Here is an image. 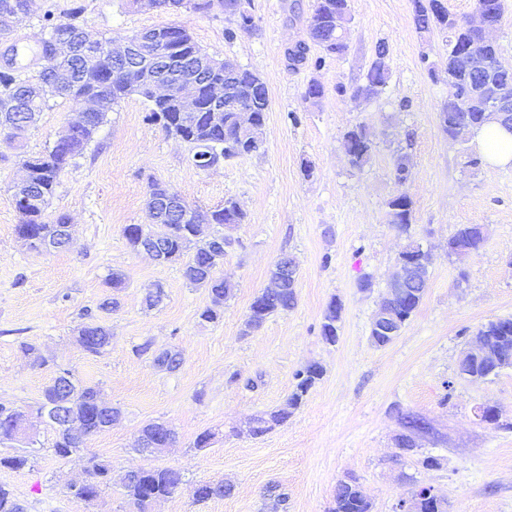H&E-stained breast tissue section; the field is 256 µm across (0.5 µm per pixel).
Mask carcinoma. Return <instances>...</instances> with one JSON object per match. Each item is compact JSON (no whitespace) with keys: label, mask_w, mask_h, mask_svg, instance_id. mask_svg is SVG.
Wrapping results in <instances>:
<instances>
[{"label":"carcinoma","mask_w":512,"mask_h":512,"mask_svg":"<svg viewBox=\"0 0 512 512\" xmlns=\"http://www.w3.org/2000/svg\"><path fill=\"white\" fill-rule=\"evenodd\" d=\"M236 4V12L231 17L236 19L241 28L248 26L252 16L248 10L250 0H231ZM350 11L349 0H314L312 12L308 18L310 29L309 39L328 54L342 55L347 50L343 38L336 33V15ZM78 9H72L69 19L57 21L52 17L45 19L47 36L42 39L43 47L60 31L70 33L74 49L61 54L55 61L54 69L36 80L20 78L15 69L0 70V131L7 130L16 121L23 122L21 134H26L34 126L37 116L49 106L51 100L64 98L75 101L82 97L96 96L101 105L92 113L88 125L75 133L68 142L54 144L42 154L26 156L22 165L29 170L30 191L33 193V207L29 217L16 226L19 238H26L34 243H45L59 235L69 224L64 214L57 215L53 220L46 219L45 212L60 184V177L76 158L82 156L93 141L95 134L105 122L108 113L126 98L139 94L132 85L114 84L109 81L112 64L96 62L85 55L80 49L86 35L76 22ZM450 13L441 8V13H426L421 0H416L414 22L421 33L428 32L436 26L448 33V68L456 73L457 81L448 88V95L467 94L478 96L476 89L485 86L494 77H512V65L501 64L500 69L492 76H472L467 73L463 61V53L468 44L479 40V37L463 32L448 22ZM180 42L184 45L183 55L189 65L205 69L213 56L204 51L193 39L188 30L178 26ZM389 48L381 41L375 47V60L364 76L363 84L351 89V96L361 95L365 98L379 95L386 87L390 71L381 67L377 59L386 56ZM162 61L154 53V44L146 43L141 52L122 63L120 68L155 70ZM236 79L239 85L236 94L237 106L254 110L259 118H265L269 109L267 88L262 78L252 70L237 67ZM204 109L198 113L194 126H184L176 121V109L173 105L161 101H148L150 117L162 124L166 132L189 144L192 154L202 158L197 168L202 169L211 159L224 162L243 157L238 148L235 136L233 111L214 108L203 101ZM441 127L448 135H462L482 126L490 120L485 115L479 100H474L467 112H456L446 107L440 108ZM345 148L350 155L353 166L362 168L371 160L372 144L367 133L361 127H355L345 134ZM394 177L397 184H403L409 176V158L402 151L393 159ZM390 223L399 230L405 231L412 223V201L404 193L393 196L388 202ZM192 206L181 196L168 201L167 212L161 216L151 214L159 223L171 226L166 240L163 262L184 260L183 275L192 285L208 290L210 304L199 314L201 320L214 322L221 317L224 302L231 292L230 286L223 278L214 275L216 267L224 261V254L212 252V238L224 237L221 229L228 224H242L245 213L238 210L236 201L224 199V205L211 210L210 219L204 224L194 223V216H186V210ZM297 283L285 281V285L275 295L268 297L260 304L252 305L255 313L245 322L246 331L259 329L272 315L285 313L297 304ZM337 305L330 302L323 317L321 335L329 342H336L338 326L336 325ZM489 349L485 358H471L459 363L460 375L479 374L491 377L492 360L501 356L512 358V318L504 317L490 320L483 324L476 333ZM79 344L90 354H98L112 343V333L104 326L87 323L79 330ZM137 352L152 356L155 367L174 371L179 368L180 359L174 350L154 351L151 341L141 344ZM323 369L318 364H309L296 371L295 385L285 405L273 412L269 418L259 417L253 420L252 432L260 437L271 429L273 424L288 421L292 411L303 402L309 390L322 377ZM64 404L72 417L82 423V430L73 434L62 425L54 428L55 439L52 443L54 454L61 458L81 455L85 440L111 426V418L118 416V409L106 404L100 397L96 386L88 385L76 378L67 368L57 367L52 382L45 387L42 398L36 403L39 410L50 412L56 406ZM16 408L0 404V446L11 448V451L0 452V467L20 470L33 460L32 451L36 441L29 442L26 448H12L5 439L7 428L15 420ZM139 441L157 449L167 448L174 442V433L164 422H151L145 425ZM87 470L93 481L77 489L67 486L69 493L83 501L93 502L99 498L104 487L109 485L105 475L111 471L110 465L104 461L89 460ZM183 484L182 472L173 467L138 468L123 484V495L133 505L144 507L149 497L167 498L174 495ZM232 492V485L218 482H203L196 486L194 496L199 501L222 498ZM372 503L361 487L351 480L342 482L336 487L334 507L330 512H371ZM0 512H24L23 504L13 492L0 485Z\"/></svg>","instance_id":"cac0c4a2"}]
</instances>
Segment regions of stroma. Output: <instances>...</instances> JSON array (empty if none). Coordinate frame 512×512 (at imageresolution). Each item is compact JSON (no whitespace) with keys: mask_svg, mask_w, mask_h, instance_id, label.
Segmentation results:
<instances>
[{"mask_svg":"<svg viewBox=\"0 0 512 512\" xmlns=\"http://www.w3.org/2000/svg\"><path fill=\"white\" fill-rule=\"evenodd\" d=\"M252 27L224 31L233 22L219 0L209 10L171 14L137 10L122 0H31L13 21L22 78L38 72L33 59L45 36L42 20L65 19L81 10L87 32L115 40L177 23L211 56L258 72L270 110L263 128L266 150L200 170L187 143L168 135L149 117L139 96L107 116L75 168L60 178L46 215L67 214L72 244L45 253L30 249L17 233L20 214L13 186L23 155L51 148L72 121L74 104L51 101L23 146L0 138V402L30 407L65 367L121 411L112 426L91 437L83 458L57 457L49 424L32 419L40 442L30 467L0 468L26 512H137L123 496L125 473L136 467H174L184 483L151 512H329L337 485L356 478L373 512H397L400 500L426 486L446 500L448 512H512V368L485 381L458 374L462 350L478 328L512 316V168L468 166L476 141L455 143L441 130L439 109L448 100L447 35L419 33L413 0H350L348 48L343 55L310 46L308 60L290 68L286 52L307 40L313 0H251ZM389 47L390 78L383 93L356 100L337 85L362 82L379 41ZM321 84L320 102L305 98ZM364 127L372 158L354 167L345 133ZM408 153L411 175L396 184L392 158ZM312 176H305L304 165ZM178 192L190 205L209 210L226 198L239 202L245 223L225 228L224 261L217 269L233 286L219 321L200 320L207 290L190 285L181 262L161 264L131 249L123 228L149 224V178ZM413 202L407 231L390 224L387 203L397 192ZM462 224H482L487 238L459 260L448 240ZM412 242L431 254L424 298L388 345L370 339L373 315L399 253ZM299 264L294 309L268 319L250 335L243 323L254 298L270 284L281 255ZM121 271L124 285L107 284ZM162 287L165 297L147 309L144 296ZM119 307L97 311L107 296ZM342 306L339 336L321 334L330 302ZM112 331V344L88 354L76 340L86 312ZM154 349L178 351L173 372L137 354L144 340ZM39 345L49 363L33 364L22 343ZM316 363L321 379L288 422L252 437L249 417L283 406L296 370ZM496 407L503 425L482 421L479 407ZM424 420L417 452L400 454L402 418ZM167 423L176 441L163 453L134 449L141 428ZM213 443L193 445L204 430ZM439 465L425 468L424 456ZM108 462L112 485L87 503L66 485L84 475L89 457ZM205 481H225L231 495L196 501ZM287 494L279 503L277 494Z\"/></svg>","mask_w":512,"mask_h":512,"instance_id":"35a3bbf8","label":"stroma"}]
</instances>
